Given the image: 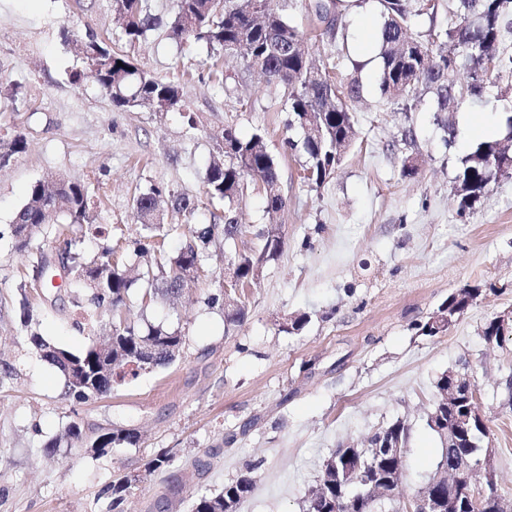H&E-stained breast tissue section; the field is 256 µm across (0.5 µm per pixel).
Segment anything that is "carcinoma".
I'll use <instances>...</instances> for the list:
<instances>
[{"instance_id": "carcinoma-1", "label": "carcinoma", "mask_w": 512, "mask_h": 512, "mask_svg": "<svg viewBox=\"0 0 512 512\" xmlns=\"http://www.w3.org/2000/svg\"><path fill=\"white\" fill-rule=\"evenodd\" d=\"M383 22L372 34L382 59L381 93L394 101H416L423 92L434 93L438 111L451 112L459 100L478 96L492 77L512 74V54L501 50L506 33H512V0H458L456 20L441 31H431L426 38L412 36L409 21L435 9V4L423 0H378ZM112 10L122 36L129 43L146 37L147 32L163 25L176 43H203L224 55L242 60L247 67L260 70L267 81L280 85L288 103V126L310 132L296 143L288 140L291 150L302 152V179L311 187L322 186L339 168L346 151L357 137L349 102L362 94V85L353 73L340 78L330 75V62L309 57L303 49V37L288 18L274 8L272 0L257 11L256 0H177L174 15L167 21L149 13L145 0H112ZM84 63L94 74L101 90L117 108H136L142 101H152L158 112L183 113L190 128H195L193 113L185 111L182 91L172 82L154 77L136 67L120 50L92 33L82 41ZM466 72L467 84L457 83L460 72ZM26 148V139L17 135L10 140L0 138V153L15 156ZM218 150L229 162L214 160L205 172L206 196L209 202H223L228 207L239 201L248 188V180L264 183L267 208L278 211L285 205L277 165L267 151L265 138L254 133L248 138L238 135L236 128L227 125L220 136ZM512 157V139L507 135L485 139L475 144L462 158L456 175L457 187L468 188L467 194L457 196L461 214H469L487 198L491 183L502 177H512L507 159ZM96 196L89 183L68 181L58 175L36 181L30 189L28 201L16 212L11 224V236L16 250H29L37 237L49 238L60 232L58 217L68 224L92 227L90 203ZM134 208L144 227L155 231L152 224L159 207L166 203L173 209L194 213L196 198L176 193L162 185H154L133 199ZM223 233L224 241H233L243 233L235 218L220 226L200 224L190 230L191 240L175 255H169L163 245L153 250V257L145 260L141 271L130 274L120 263L112 265L106 278L97 272L116 248L106 245L96 258L88 261L70 249L63 251V269L70 284L89 289L85 302L76 306L87 313L90 307L99 315L108 317L112 332V355L102 353L96 345L75 353L48 343L32 334L30 343L40 356L54 366L64 381L65 393L86 402L112 391L115 381L126 376L136 377L142 370H152L170 364L185 345L186 336L151 323H135L124 317L132 289L142 284L141 300H168L182 294L188 281L179 282L174 274H188L204 260V252ZM260 246L250 252H236L231 256L238 272L237 285L254 283L256 271L280 252L283 240L280 227L266 225L256 230ZM478 289L464 288L448 295L434 314L416 324L417 333L436 337L440 330L433 322L442 314L450 323L457 322L472 305ZM211 307L224 310L230 324L241 323L247 312L242 304L226 302L224 291L207 298ZM154 350L152 363L140 362L145 349ZM452 374L442 373L436 380L439 398L427 416L428 427L443 444L437 466L439 469L423 483L444 499L458 496L440 479V467L457 468L485 458L484 443L490 430L486 420L472 426L468 433L448 439V433L439 429L438 417L449 423L456 414L467 409V404L444 406V392L448 391ZM393 439L408 447L410 427L395 420L379 429L364 448H339L326 460L319 480L305 498L304 512H405L404 475L391 459L375 456L376 445ZM138 433L134 428H114L93 438L83 434L81 426L71 424L65 435L53 438L45 445V453L52 454L61 445L68 448L88 445L97 454L111 448L134 445ZM134 479L126 477L113 482L106 489L111 498L112 512H123V504ZM385 486L393 497L384 498L369 492L372 483ZM256 483L252 470L239 474L224 484L219 491H197L189 495L188 512H240L241 505L252 496ZM459 512H504L507 500L503 493L483 498L478 507H471L461 498Z\"/></svg>"}]
</instances>
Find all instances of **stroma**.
I'll return each mask as SVG.
<instances>
[{
  "instance_id": "1",
  "label": "stroma",
  "mask_w": 512,
  "mask_h": 512,
  "mask_svg": "<svg viewBox=\"0 0 512 512\" xmlns=\"http://www.w3.org/2000/svg\"><path fill=\"white\" fill-rule=\"evenodd\" d=\"M301 31L309 53L333 55L337 72L359 61L363 91L352 104L358 136L339 169L321 188L300 178L304 157L287 139L288 107L280 86L232 58L223 59V83L209 77L205 46H179L164 29L126 44L111 0H0V137L20 134L24 152L0 168V512H109L105 488L124 475L138 482L125 512H187L195 489L218 490L252 471L253 495L242 512H303L305 495L337 448L364 445L378 429L403 420L411 429L406 495L435 469L442 444L427 426L437 377L448 370L474 375L487 417L499 485L512 499V335L487 344L485 323L512 313V178L491 183L489 197L460 216L454 197L461 158L477 135L460 131L461 115L498 121L512 104V77L466 98L448 135L426 93L406 107L381 95L382 63L371 32L382 23L377 0H342L338 33L322 35L308 0H273ZM94 33L115 42L133 62L164 81L179 83L197 118L188 128L178 113L112 106L87 73L75 37ZM80 82H73L74 72ZM19 86L16 99L5 91ZM247 137L264 134L275 158L283 209L268 212L262 190L250 185L232 213L248 232L215 239L198 278L176 304L132 299L129 319L181 330L186 343L174 362L141 373L100 399L64 395L57 370L31 348L36 332L80 351L102 333H81L76 292L68 285L46 297L25 288L32 256L17 251L9 232L32 184L48 174L99 183L96 224L144 239L133 196L165 185L204 196L205 170L218 153L226 123ZM413 129L414 139L403 137ZM414 159L416 176L402 174ZM223 204H204L192 215L165 209L161 224L178 250L197 224L224 223ZM282 227L283 247L259 280L232 291L247 318L229 324L206 299L228 276V258L259 246L253 228ZM461 288L479 295L442 336L413 328ZM305 313L297 333L287 315ZM77 422L94 431L137 427V444L96 455L87 448L44 444ZM172 468L147 472L160 450Z\"/></svg>"
}]
</instances>
